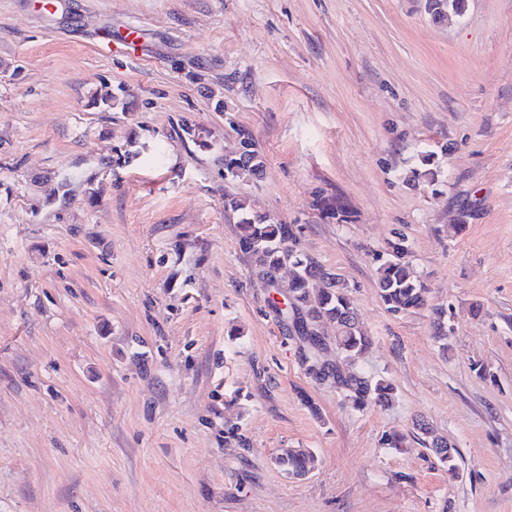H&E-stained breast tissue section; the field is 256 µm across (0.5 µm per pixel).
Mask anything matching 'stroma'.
<instances>
[{
  "label": "stroma",
  "instance_id": "stroma-1",
  "mask_svg": "<svg viewBox=\"0 0 512 512\" xmlns=\"http://www.w3.org/2000/svg\"><path fill=\"white\" fill-rule=\"evenodd\" d=\"M228 191L347 283L392 404L306 375ZM399 233L447 342L377 295ZM0 512H512V0H0ZM468 7L467 0H426L425 8L435 20L448 17V10L458 15L465 13ZM235 132L236 150L224 156V179L235 181L255 177L264 167V158L248 130L236 128ZM419 431L425 436L427 439H418L419 443L424 445L425 449L432 452L436 458L448 469V476L450 478H458V474L460 471V453L455 445L448 442L447 439L435 436L433 430L429 426H425V424H418ZM426 434H430L431 436H426ZM437 442L444 443V449L442 450V455L438 454L434 448L436 447ZM274 464L288 476H303L314 464L310 451L287 449L274 458Z\"/></svg>",
  "mask_w": 512,
  "mask_h": 512
}]
</instances>
